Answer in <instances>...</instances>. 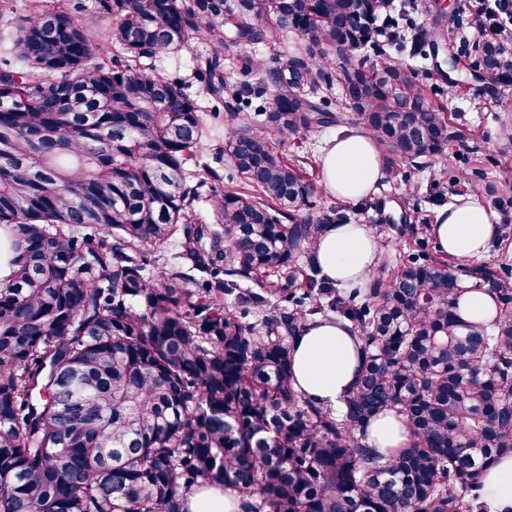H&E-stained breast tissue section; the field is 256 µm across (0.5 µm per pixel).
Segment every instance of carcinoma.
<instances>
[{
    "instance_id": "1",
    "label": "carcinoma",
    "mask_w": 512,
    "mask_h": 512,
    "mask_svg": "<svg viewBox=\"0 0 512 512\" xmlns=\"http://www.w3.org/2000/svg\"><path fill=\"white\" fill-rule=\"evenodd\" d=\"M416 3L95 0L112 18L97 63L78 0H31L0 35V227L19 253L0 287V512H190L206 487L237 512H475L481 472L512 453V257L488 325L457 317V271L494 273L433 252L428 224L400 226L413 246L393 270L336 288L314 247L351 217L279 153L349 110L389 173L447 156V112L391 52L456 85L471 54L440 19L412 25ZM194 40L224 175L199 160L213 128L184 78L156 66ZM275 41L270 65L257 48ZM473 49L480 81L512 86V34ZM483 177L453 182L512 205ZM201 201L215 223L191 219ZM331 316L363 340L339 412L290 367L294 337ZM385 411L410 431L388 456L365 443Z\"/></svg>"
}]
</instances>
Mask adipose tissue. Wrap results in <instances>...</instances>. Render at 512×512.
Returning a JSON list of instances; mask_svg holds the SVG:
<instances>
[{
    "label": "adipose tissue",
    "mask_w": 512,
    "mask_h": 512,
    "mask_svg": "<svg viewBox=\"0 0 512 512\" xmlns=\"http://www.w3.org/2000/svg\"><path fill=\"white\" fill-rule=\"evenodd\" d=\"M320 159L324 187L344 202L369 197L385 177L376 141L361 129L327 142ZM499 233L497 217L469 195L441 208L431 226L439 252L460 262L483 256ZM380 256V239L371 225L354 221L327 225L316 246L318 268L339 288L366 283ZM457 312L466 322H490L497 316L495 295L489 289L465 285ZM361 346V336L348 321L307 324L292 343L291 368L298 388L322 406L342 409L359 377ZM366 443L389 455L408 445L409 431L404 422L386 412L368 425ZM480 482L485 512H512V454L486 468Z\"/></svg>",
    "instance_id": "obj_1"
}]
</instances>
